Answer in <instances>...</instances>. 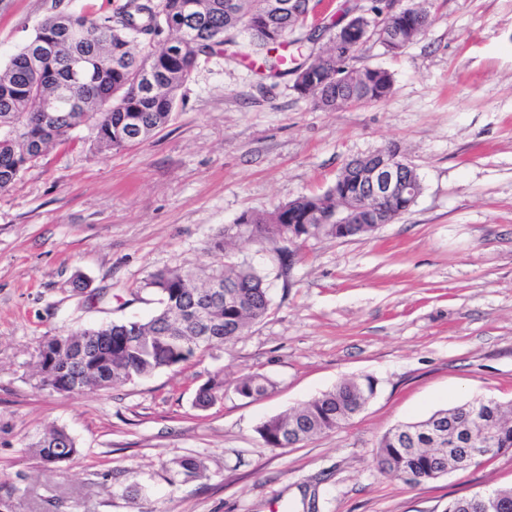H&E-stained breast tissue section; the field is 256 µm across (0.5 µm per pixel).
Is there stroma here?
<instances>
[{"label":"stroma","mask_w":512,"mask_h":512,"mask_svg":"<svg viewBox=\"0 0 512 512\" xmlns=\"http://www.w3.org/2000/svg\"><path fill=\"white\" fill-rule=\"evenodd\" d=\"M101 0H0V67L49 15ZM425 35L363 62L391 95L334 111L290 79L214 56L149 141L92 152L93 132L54 145L0 191V512H446L451 499L512 488V449L413 486L381 472L393 426L480 398L512 401V0H433ZM397 146L422 191L367 237L306 241L291 259L243 238L228 248L269 275L271 311L223 349L106 391L66 395L32 375L44 337L148 318L151 273L194 267L245 212L331 187L343 165ZM83 275L106 297L83 303ZM224 396L195 405L215 373ZM258 372L253 400L234 385ZM373 377L366 408L329 433L267 446L265 419L336 384ZM65 429L77 457L51 467L31 444ZM197 455L207 479L169 485L163 461ZM127 471L138 498L121 496ZM273 388V383L261 374H253L241 379L235 387V391L242 397L258 399L267 395Z\"/></svg>","instance_id":"1"}]
</instances>
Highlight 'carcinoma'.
<instances>
[{"label":"carcinoma","instance_id":"obj_1","mask_svg":"<svg viewBox=\"0 0 512 512\" xmlns=\"http://www.w3.org/2000/svg\"><path fill=\"white\" fill-rule=\"evenodd\" d=\"M195 2L193 13L187 5ZM266 0H126L112 7L105 0L93 13H54L38 26L35 35L0 70V191L10 188L20 174L46 150L90 123L96 131L93 149L98 152L139 145L170 121L179 105V91L200 61L219 55L243 62L264 59L257 71L260 84L293 76V87L304 98H313L323 109L335 110L354 103L379 102L393 88V75L378 66H348L356 51L345 57L333 53L314 55L322 35L336 34L338 22L302 32L306 10L262 19ZM377 20L369 38L390 53L399 54L431 24L430 11L416 5L407 14L392 11L390 0H372ZM182 23L186 37L172 53L157 47L178 37L173 24ZM80 30L83 41L72 48L61 39L56 54L33 69L29 57L42 38L61 24ZM294 47L292 56L277 57L272 50ZM87 63L73 78L68 65L73 52ZM154 71L156 90L144 92L135 84L139 73ZM57 93L48 124L38 97ZM355 192L347 169L322 195H303L269 213H244L224 228L204 248V255L224 254V262L179 267L150 275L144 288L156 297L159 308L144 320H119L44 339L38 348L40 383L58 393L107 389L117 383L135 382L157 372L184 365L232 341L268 317L271 303L266 276L246 260L224 253L225 240L245 236L261 246L279 250L281 242L297 246L321 236L337 239L368 236V224H338L341 201ZM76 349L68 360L57 358L58 349ZM273 383L261 374L241 379L235 391L258 399ZM376 381L367 376L344 381L289 413L264 420L257 433L272 448H283L289 430L303 443L330 432L349 420L367 398L375 394ZM224 395V377L216 373L199 387L196 405L207 409ZM454 438L465 431L492 436L500 448H512V404L478 401V410L465 404L439 410L415 425L401 423L388 430L376 448L375 459L385 473L404 478L411 473L413 485L431 481L432 473L451 467L462 448L453 455L438 454L432 432ZM47 464L72 460L77 454L73 438L62 428L46 431L31 444ZM163 471L168 482L207 477L203 459L182 456L169 460Z\"/></svg>","mask_w":512,"mask_h":512}]
</instances>
